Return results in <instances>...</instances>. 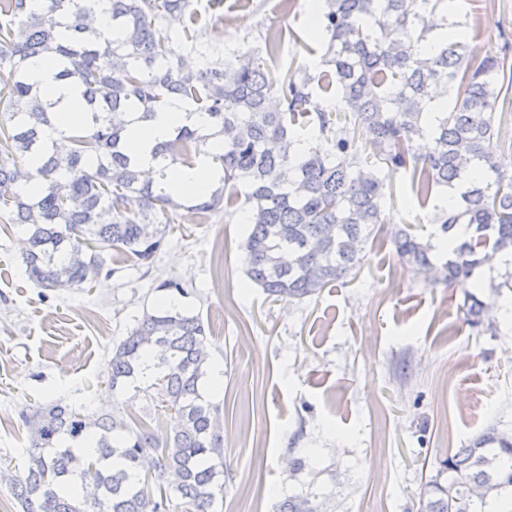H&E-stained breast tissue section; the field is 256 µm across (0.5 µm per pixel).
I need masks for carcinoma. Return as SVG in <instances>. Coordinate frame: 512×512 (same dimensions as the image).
<instances>
[{"instance_id": "carcinoma-1", "label": "carcinoma", "mask_w": 512, "mask_h": 512, "mask_svg": "<svg viewBox=\"0 0 512 512\" xmlns=\"http://www.w3.org/2000/svg\"><path fill=\"white\" fill-rule=\"evenodd\" d=\"M453 0H316L325 38L314 77L272 71L241 53L196 64L188 22L193 0H0V219L25 229L22 261L38 286L82 288L107 256L151 263L175 218L203 220L231 205L243 187L249 214L245 274L268 298H312L344 284L361 267L365 246L385 223L380 171L411 172L418 192L454 191L436 218L451 258L448 286L473 280L512 253V40L471 57L440 31L460 25L440 5ZM107 6L116 40L94 31L95 7ZM290 29L266 37L269 59ZM50 55L57 78L76 85L87 120L82 134L47 141L58 114L31 82L28 63ZM335 87L327 103L315 87ZM456 91L452 108L425 129L435 87ZM206 115L207 129L185 126L156 148L172 163L213 137L223 170L210 191L174 196L146 179L127 155L125 133L171 101ZM314 121L315 144L296 138ZM36 179L35 195L23 184ZM112 220L104 222V214ZM467 225L470 236L452 231ZM397 254L431 267L430 241L408 228L392 237ZM292 259L283 263L280 253ZM469 324L493 325L490 310L464 295ZM210 342L199 316L174 304L146 310L112 349V395L143 394L174 412L163 443L151 425L121 414L56 401L22 413L30 431L28 466L11 479L22 512H213L224 493V439L218 409L200 392ZM448 483L430 480L423 512H512V435L485 428L448 457ZM279 512H317L307 496Z\"/></svg>"}]
</instances>
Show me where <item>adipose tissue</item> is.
<instances>
[{"instance_id":"ef3b65f1","label":"adipose tissue","mask_w":512,"mask_h":512,"mask_svg":"<svg viewBox=\"0 0 512 512\" xmlns=\"http://www.w3.org/2000/svg\"><path fill=\"white\" fill-rule=\"evenodd\" d=\"M56 67L45 59L33 60L29 65V76L39 88L44 98L53 102L63 119L54 126L45 128L43 136L52 140L66 133L71 126L82 123L74 106V90L55 78ZM203 118L199 113L187 110L181 103L172 102L166 110L156 113L154 118L146 122H136L131 127V139L128 155L131 161L146 175H155L164 171V187L167 191L183 195L209 188L219 180L222 171L213 162L212 157L221 153L220 139H211L207 146V155L194 167L188 168L177 164L164 165L161 158L156 157V147L173 138L180 127L202 125Z\"/></svg>"}]
</instances>
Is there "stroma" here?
Listing matches in <instances>:
<instances>
[{"instance_id": "1", "label": "stroma", "mask_w": 512, "mask_h": 512, "mask_svg": "<svg viewBox=\"0 0 512 512\" xmlns=\"http://www.w3.org/2000/svg\"><path fill=\"white\" fill-rule=\"evenodd\" d=\"M193 42L207 60L237 52L264 55L268 30L289 28L277 66L319 74L324 39L314 33L311 0H194ZM469 26L465 51L495 50L512 33V0H456ZM393 193L385 224L368 242L348 283L300 302L275 301L244 272L248 226L243 204L180 224L150 267L115 259L83 289L46 290L25 273L22 229L0 221V512H20L10 492L23 474L29 430L23 409L62 399L101 414L141 416L143 397L113 400L106 381L112 349L145 309L167 299L198 315L224 384L218 405L224 435V495L214 512H276L292 495L319 512H421L431 479L487 426L512 432V292H495L506 264L481 272L477 297L493 305L496 330L470 325L464 287L414 270L391 235L414 225L447 254L435 215L442 191L420 201L408 172L384 173ZM181 284V292L168 282ZM299 458L305 467L291 473Z\"/></svg>"}]
</instances>
